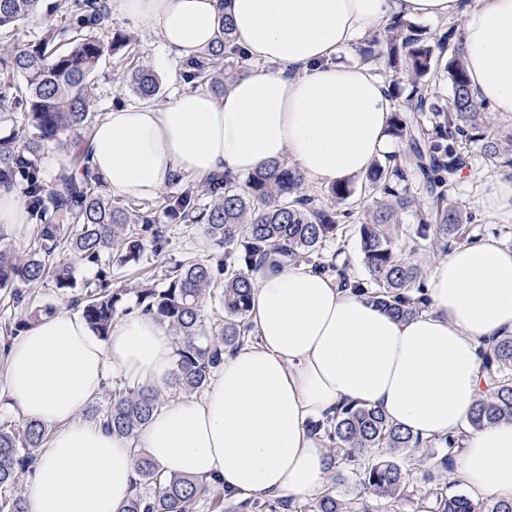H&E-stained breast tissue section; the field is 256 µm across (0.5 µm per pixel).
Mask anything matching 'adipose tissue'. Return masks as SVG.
I'll return each instance as SVG.
<instances>
[{"instance_id":"obj_1","label":"adipose tissue","mask_w":512,"mask_h":512,"mask_svg":"<svg viewBox=\"0 0 512 512\" xmlns=\"http://www.w3.org/2000/svg\"><path fill=\"white\" fill-rule=\"evenodd\" d=\"M155 24L168 55L211 46L220 17L254 61L222 98L194 90L157 108L105 113L88 164L108 189L156 195L177 174L207 179L294 163L315 185L342 184L390 152L398 104L370 65L341 61L393 15L458 23L455 50L471 94L512 117V0H110ZM512 223V177L479 198ZM252 341L225 354L203 398L157 412L137 442L81 419L108 374L170 383L176 345L167 323L121 316L107 339L82 316L40 319L8 350L5 383L24 417L54 428L33 477L29 512H119L138 452L164 471L219 482L226 496L304 499L326 487L331 451L312 422L354 405L380 410L424 440L463 434L453 474L474 498L512 502V422L479 431L467 418L483 395L482 352L512 334V248L488 238L454 248L425 278L427 307L401 320L338 275L270 253L249 271Z\"/></svg>"}]
</instances>
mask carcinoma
I'll return each instance as SVG.
<instances>
[{
	"mask_svg": "<svg viewBox=\"0 0 512 512\" xmlns=\"http://www.w3.org/2000/svg\"><path fill=\"white\" fill-rule=\"evenodd\" d=\"M40 0H0V29L37 12ZM76 19L70 29L50 27L34 44L0 46V101L25 113L32 133L16 143H0V185L21 187L31 225L27 251L19 253L0 225V291L13 302L24 301L21 289L49 284L77 309L94 335L104 339L117 317L140 309L168 323L177 344L178 361L172 387L186 393L208 388L224 361V353L252 339L249 319L252 284L247 271L272 251L291 261L304 259L336 239L339 215L304 191L301 172L287 162H274L247 175L244 183L231 174L191 184L167 197L163 213L182 224L198 225L213 242L204 257H189L168 268L163 282H144L128 290L116 288L112 271L149 262L169 243L170 225L155 211L142 212L112 201L103 181L84 171L82 177L62 167L56 181L41 176L45 149L62 147L65 137L93 129V77L103 59L131 45L128 34L105 39L97 32L108 14L105 0H74L65 7ZM457 24L431 41L403 21L392 22L384 37L373 36L362 50L365 61L387 60L394 69L392 91L410 87L412 104L394 114L391 135L408 152L391 155L363 175L361 188L374 205L359 225L361 262L367 279L355 284L388 313L401 318L425 310L419 268L399 254L391 227L398 214L415 208L421 238L434 244L473 242L469 222L447 202L446 188L467 166L468 149L477 145L500 168H512V133L500 138L487 131L485 107L469 93L464 64L454 50ZM231 49V26L221 18L217 40L191 64L190 76L224 92V59ZM452 97L440 107L444 80ZM132 92L149 102L159 91L153 71L138 68L128 78ZM433 113L431 124L423 117ZM412 173L424 179L427 197L417 200L398 191ZM94 270L91 279H77L73 263ZM135 295L134 306L123 304ZM213 323H208V313ZM488 392L471 409L474 430L512 421V335L498 337L483 354ZM167 404L156 389L127 385L115 391L107 405L92 401L86 416L112 434L136 440L154 414ZM313 432L333 448L331 482L351 478L361 497L346 502L327 490L301 504L249 500L245 509L278 512H373L367 497L395 500L409 493L412 475L398 454L415 465L430 461L423 441L390 423L378 410L348 406L316 422ZM49 431L43 423L26 420L21 429L0 427V512H27V499L16 491L18 475L34 467L32 449L42 447ZM463 436L437 439L441 454L437 470L448 473L454 450ZM216 484L175 473L167 474L148 456L137 458L133 493L119 512H197L215 493ZM428 512H512V502H475L465 494L448 493V483L428 490Z\"/></svg>",
	"mask_w": 512,
	"mask_h": 512,
	"instance_id": "obj_1",
	"label": "carcinoma"
}]
</instances>
